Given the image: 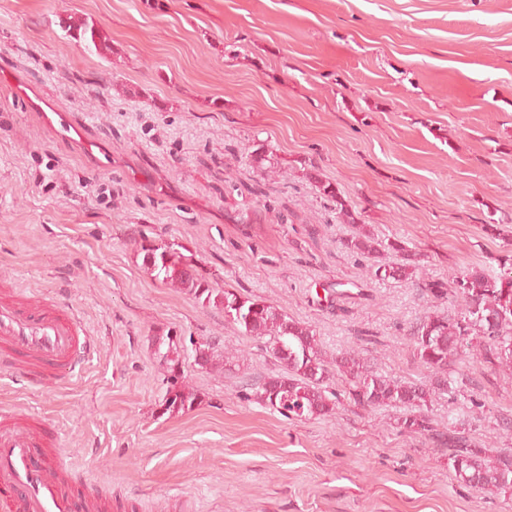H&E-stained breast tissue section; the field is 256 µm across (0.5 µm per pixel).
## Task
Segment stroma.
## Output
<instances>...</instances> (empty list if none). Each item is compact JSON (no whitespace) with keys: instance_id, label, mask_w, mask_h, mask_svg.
<instances>
[{"instance_id":"1","label":"stroma","mask_w":512,"mask_h":512,"mask_svg":"<svg viewBox=\"0 0 512 512\" xmlns=\"http://www.w3.org/2000/svg\"><path fill=\"white\" fill-rule=\"evenodd\" d=\"M69 16L108 50L71 38ZM358 226L443 281L512 256V0H0V278L73 308L95 340L73 379L0 375V406L54 429L69 492L109 512H512L459 486L394 409L344 398L288 418L252 398L282 370L265 341L156 280L136 243L181 242L215 287L304 322L327 355L424 377L409 329L430 299L341 247ZM170 333L243 354L212 372L185 349L196 403L165 414L152 340ZM462 368L455 403L425 414L512 454V375ZM318 184L319 192L328 200L336 203V215L337 218L343 224H354V218L349 210L346 208L345 203L341 198V193L338 187L331 182L316 181Z\"/></svg>"}]
</instances>
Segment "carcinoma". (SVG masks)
Returning a JSON list of instances; mask_svg holds the SVG:
<instances>
[{
    "label": "carcinoma",
    "mask_w": 512,
    "mask_h": 512,
    "mask_svg": "<svg viewBox=\"0 0 512 512\" xmlns=\"http://www.w3.org/2000/svg\"><path fill=\"white\" fill-rule=\"evenodd\" d=\"M62 28L88 47L96 50L107 47L100 31L84 19L70 16L62 21ZM318 190L336 203V215L341 223H354L338 187L320 180ZM138 244L143 265L153 277L223 311L241 335L268 338L272 355L282 364L283 372L256 383L253 396L258 401L297 417L332 414L340 396L333 391L326 392L324 384L330 379L329 364L333 363L336 374L348 380L345 394L354 404L365 409L399 408L403 413L397 425L402 430L425 435L437 446L448 449V470L458 482L512 496L511 455L489 454L488 448L477 444L451 411L448 427L442 431L422 412L424 406L445 394L448 403H453L456 384L464 380L463 372H457L455 377L448 372V367L456 361L471 355L494 370H512L511 257L500 261L497 271L473 268L445 283L427 276L416 254L398 240L383 243L361 228L341 239L344 249L365 258H375L382 251L395 253L398 262L391 266L374 264L370 267L371 274L391 278L414 275L433 301H444L453 307L448 314L424 315L411 327L410 341L428 374L422 381L404 382L368 369L354 352L328 361L313 330L261 298H243L228 289L214 287L199 270L194 256L184 254L186 246L182 243L175 240L159 243L142 234ZM155 346L166 386L163 412L190 410L196 394L183 383L181 340L161 336L155 338ZM194 353L204 357L205 369H223L225 355L216 344L196 345Z\"/></svg>",
    "instance_id": "1"
}]
</instances>
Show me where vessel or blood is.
Here are the masks:
<instances>
[{
  "instance_id": "obj_1",
  "label": "vessel or blood",
  "mask_w": 512,
  "mask_h": 512,
  "mask_svg": "<svg viewBox=\"0 0 512 512\" xmlns=\"http://www.w3.org/2000/svg\"><path fill=\"white\" fill-rule=\"evenodd\" d=\"M91 349L69 308L25 296L0 281V368L30 384L73 378ZM54 433L36 419L0 421V512H85L45 456Z\"/></svg>"
}]
</instances>
